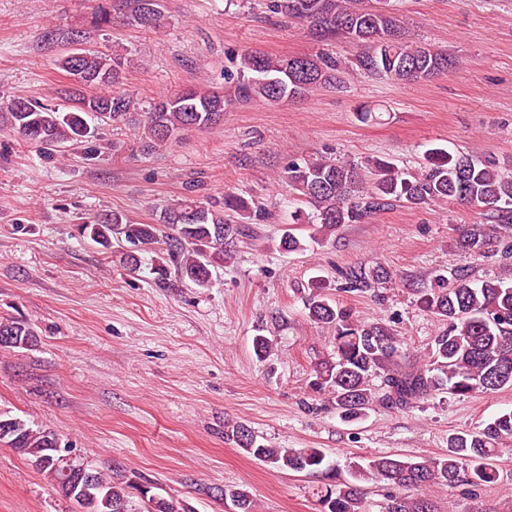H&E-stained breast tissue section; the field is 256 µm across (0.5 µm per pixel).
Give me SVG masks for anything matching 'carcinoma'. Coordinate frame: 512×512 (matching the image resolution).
Listing matches in <instances>:
<instances>
[{"instance_id": "carcinoma-1", "label": "carcinoma", "mask_w": 512, "mask_h": 512, "mask_svg": "<svg viewBox=\"0 0 512 512\" xmlns=\"http://www.w3.org/2000/svg\"><path fill=\"white\" fill-rule=\"evenodd\" d=\"M266 8L305 23L321 38H343L359 48L349 65L328 52L277 57L256 50L245 51L237 69L233 95L190 88L156 102L141 114L131 96L120 89L128 59L81 47L84 36L60 28L47 31L45 43L63 44L68 50L59 67L73 78L60 94L72 101L66 111L38 97H17L0 108V130L37 148L50 157L61 148L81 146L95 137V120L133 123L146 149L167 145L192 130L208 129L236 101H261L276 105L305 97L317 87H341L350 66L379 80L421 82L458 68L448 53L404 40L399 19L386 7L365 0H265ZM119 11L137 23L160 28L165 15L158 0H113L97 6L92 24L112 22ZM100 87L108 93L89 94ZM293 193L294 223L314 224L305 240L286 228L279 249L304 252L310 244L328 242L344 224H362L396 206L416 208L435 202H457L489 213L495 224H464L456 228V247L474 257H484L504 247L512 254L507 232H512V172L494 161L435 147L426 150L422 170L410 174L386 158L369 157L361 164L328 157L294 162L285 173ZM264 209L254 199L224 194L221 207L195 199L177 202L161 214L159 224H133L121 212L93 215L78 225L81 237L104 247L123 239L136 248L161 242V225L171 226L165 251L175 263L177 277L197 288H208L213 270L224 265L227 246L247 235L246 223L261 221ZM395 277L383 266H353L340 271L344 291L369 290ZM306 298L308 317L318 325L334 328L336 361H325L316 371L315 385L332 395L342 421L362 420L374 403L370 380L382 379V400L396 407L450 393L496 392L512 387V280L475 281L468 271L435 276L433 285L414 289L416 304L445 325L432 341L431 366L407 362L408 355L393 330L382 322H367L322 294L320 281L311 283ZM34 330L13 318L0 321V348H26ZM254 459L280 470L330 473L325 454L318 448H272L243 425L225 431ZM512 441V410L493 418L484 427L450 438L442 457L400 458L395 455L361 456L348 465L349 478L336 479L321 496L323 512H362V484L384 483L397 493L389 496L386 512H434L424 498H408L402 489L434 485L479 487L494 482L493 460ZM0 444L15 449L29 464L58 486L80 512H132L133 485L95 468L94 484L70 489L62 468L56 465L57 438L28 420L0 411ZM146 499L143 512H169V500L139 490ZM233 512H256L249 493L226 489Z\"/></svg>"}]
</instances>
